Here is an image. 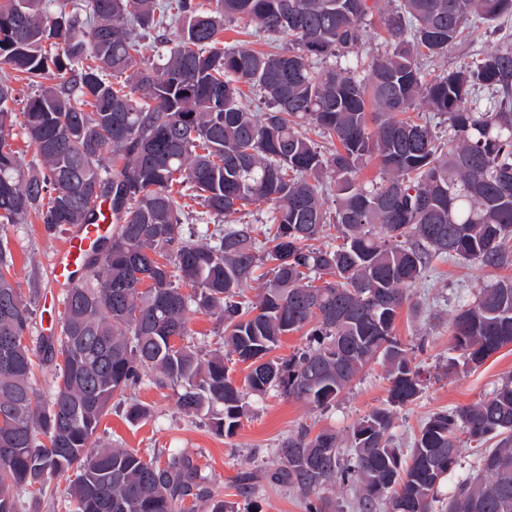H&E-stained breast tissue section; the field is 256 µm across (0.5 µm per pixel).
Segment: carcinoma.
I'll list each match as a JSON object with an SVG mask.
<instances>
[{
  "label": "carcinoma",
  "mask_w": 512,
  "mask_h": 512,
  "mask_svg": "<svg viewBox=\"0 0 512 512\" xmlns=\"http://www.w3.org/2000/svg\"><path fill=\"white\" fill-rule=\"evenodd\" d=\"M211 3L82 0L69 12L61 0H0V68L32 89L21 128L38 158L24 170L12 145L19 98L0 84V226L33 217L53 237L98 223L103 200L116 224L75 271L59 332L39 338L0 239V442L10 448L0 453V512L40 499L53 477L68 481L69 512H189L190 498L231 512L191 457L173 451L162 463L102 444L114 396L177 386L183 413L209 416L230 437L245 393L327 408L378 356L387 404L344 440L307 426L285 438L274 481L298 490L305 512H323L325 487L356 488L357 512H432L464 436L482 446L478 470L441 512H512V376L428 418L409 448L392 438L396 409L423 388L395 336L410 288L438 258L512 267V35L466 70L429 80L422 61L511 17L512 0ZM376 18L388 50L363 59L354 50ZM227 20L287 42L228 45ZM150 37L157 51L146 57ZM315 59L329 64L317 71ZM243 84L264 94L266 111H250ZM482 88L496 94L463 108ZM419 101L430 114L409 115ZM373 161L378 175L365 182L359 172ZM184 195L202 207L187 229ZM249 205L266 209L264 240L251 224L209 231ZM331 228L341 244H309ZM262 265L272 279L242 299ZM145 277L154 283L142 288ZM190 312L216 318L224 347L248 364L243 387L222 351L194 343ZM302 330L303 348L272 356ZM452 334L449 370L512 344V277L460 300ZM50 366L41 394L36 372Z\"/></svg>",
  "instance_id": "obj_1"
}]
</instances>
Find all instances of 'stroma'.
Listing matches in <instances>:
<instances>
[{
    "mask_svg": "<svg viewBox=\"0 0 512 512\" xmlns=\"http://www.w3.org/2000/svg\"><path fill=\"white\" fill-rule=\"evenodd\" d=\"M498 27V32L481 28L473 40L455 42L445 54L428 62V70L445 73L470 63L476 52H494L501 33H512V17L499 21ZM0 237L8 240L16 279L24 295L31 298L34 335H50L57 329L61 310L62 296L52 276V256L60 237L46 236L35 220L0 228ZM498 276L491 268L438 259L402 308L395 333L405 348L413 350L424 370V383L419 397L396 411L393 433L397 441L408 443L419 425L435 412L489 396L503 377L512 374V346L502 348L479 367L446 370L453 355L450 324L460 300H474ZM388 388L386 369L376 362L324 411L274 391L263 396L250 394L244 400L246 416L241 426L233 436L225 437L210 429L205 416L182 413L177 389L145 384L115 395L118 407L102 419L99 436L117 447L162 460L171 450H181L196 460L234 512H305L300 492L270 478L281 465L276 453L281 441L304 426L315 431L332 428L347 435L371 410L386 404ZM132 398L150 409V417L136 423L125 418L120 406ZM244 475L254 488L249 497L243 495L240 485Z\"/></svg>",
    "mask_w": 512,
    "mask_h": 512,
    "instance_id": "stroma-1",
    "label": "stroma"
}]
</instances>
